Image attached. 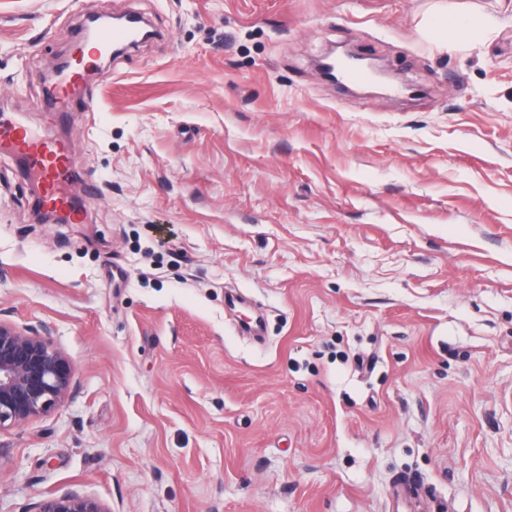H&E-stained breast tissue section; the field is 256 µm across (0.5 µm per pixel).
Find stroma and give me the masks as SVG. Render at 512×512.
Listing matches in <instances>:
<instances>
[{"mask_svg": "<svg viewBox=\"0 0 512 512\" xmlns=\"http://www.w3.org/2000/svg\"><path fill=\"white\" fill-rule=\"evenodd\" d=\"M446 2L491 32L437 51L436 0H0V109L95 188L40 222L0 155V320L72 369L0 427V512H512V0ZM96 13L160 36L52 120ZM334 46L421 95L324 81ZM33 512H106L99 502L76 491L44 499Z\"/></svg>", "mask_w": 512, "mask_h": 512, "instance_id": "stroma-1", "label": "stroma"}]
</instances>
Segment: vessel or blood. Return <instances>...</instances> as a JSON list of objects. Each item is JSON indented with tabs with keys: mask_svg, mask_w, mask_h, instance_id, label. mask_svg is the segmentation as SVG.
<instances>
[{
	"mask_svg": "<svg viewBox=\"0 0 512 512\" xmlns=\"http://www.w3.org/2000/svg\"><path fill=\"white\" fill-rule=\"evenodd\" d=\"M98 67L92 53L77 52L54 88L55 106L58 111L68 112L75 102L84 77ZM0 148L20 156L28 176L36 182L41 204L49 209L72 211L73 200L69 186L78 167L74 151L57 140H43L22 120L0 114Z\"/></svg>",
	"mask_w": 512,
	"mask_h": 512,
	"instance_id": "1",
	"label": "vessel or blood"
}]
</instances>
